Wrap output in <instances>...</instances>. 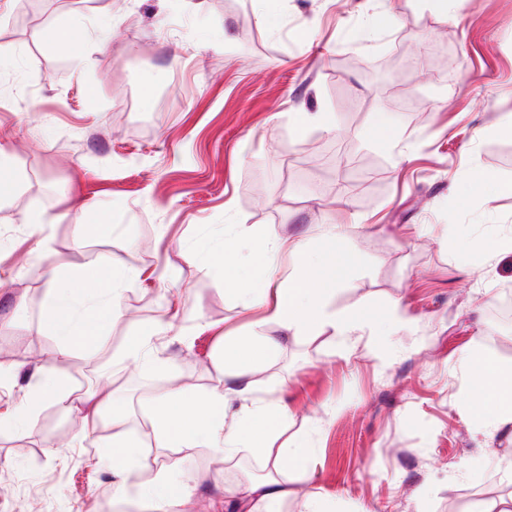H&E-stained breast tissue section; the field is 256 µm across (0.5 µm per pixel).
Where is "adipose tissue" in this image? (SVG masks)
Masks as SVG:
<instances>
[{
	"instance_id": "adipose-tissue-1",
	"label": "adipose tissue",
	"mask_w": 512,
	"mask_h": 512,
	"mask_svg": "<svg viewBox=\"0 0 512 512\" xmlns=\"http://www.w3.org/2000/svg\"><path fill=\"white\" fill-rule=\"evenodd\" d=\"M301 250V242L287 243L255 234L244 241L241 249H224L211 255L207 262L211 268L256 267L258 274L250 287L238 289L237 294L248 308L266 299L272 305L266 319L253 323L249 335L225 337L212 363L214 384L210 391L195 395L173 388L156 398L153 431L160 447L212 448L226 464L244 451L265 459L269 474L250 480L245 488L224 491L239 512H272L273 505L291 498L299 500L301 512H337L335 503L289 487L278 479L283 464H303L314 457L315 451L303 440L291 446L272 447L273 438L290 412L281 401L254 399L250 377L252 367L270 358L280 347L277 338L265 334L266 322L277 323L292 336H303L327 326L336 336L347 340L371 332L378 321L374 311L363 307L330 309L329 300L351 266L350 259L342 254L329 252L321 267L307 275L294 271L281 281L271 276V265L281 252L297 256ZM140 275V270L115 267L102 260L80 268L52 269L46 295L55 312L48 328L60 337L55 361L66 362L74 357L77 338L90 331L85 314L108 321L119 317L123 293ZM76 301L81 302L84 316L75 314L72 304ZM468 363L477 385L479 410L488 416L482 432V441L487 444L500 431L512 428V368L473 356ZM52 399L64 402L67 411L81 414L83 420L96 421L101 419L111 396L93 391L73 401L59 377L41 375L29 383L23 411L35 412ZM111 421L112 445L119 450L112 458L114 512H191L196 489L205 482V474L189 471L175 481L171 478L172 466L161 465L150 482H139L133 473L147 467L148 462L125 454L129 445L125 420L115 414Z\"/></svg>"
}]
</instances>
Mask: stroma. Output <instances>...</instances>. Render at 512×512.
Returning <instances> with one entry per match:
<instances>
[{"label":"stroma","mask_w":512,"mask_h":512,"mask_svg":"<svg viewBox=\"0 0 512 512\" xmlns=\"http://www.w3.org/2000/svg\"><path fill=\"white\" fill-rule=\"evenodd\" d=\"M393 5L371 33L375 0H280L275 31L252 0H0V148L17 177L0 201L1 416L40 370L109 390L149 459L213 473L195 512H218L262 461L157 447L154 399L210 388L224 337L264 315L201 268L218 229L257 230L302 239L305 271L351 257L330 307L396 303L410 320L351 342L329 327L283 338L253 368L258 397L288 405L285 438L316 450L307 491L338 512H467L512 493V435L481 443L464 363L512 365V325L490 314L512 287V194L497 190L512 183V0H461L450 17ZM72 22L81 40L58 51L51 33ZM98 258L144 278L121 318L89 316L97 334L55 362L46 273ZM160 320L162 368L128 360ZM111 439L49 402L0 427V512H104Z\"/></svg>","instance_id":"1"}]
</instances>
